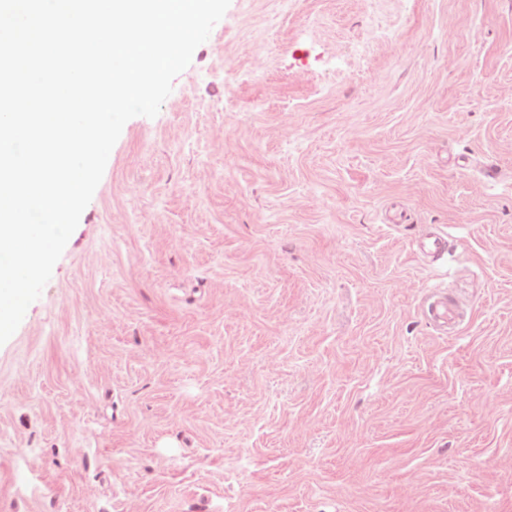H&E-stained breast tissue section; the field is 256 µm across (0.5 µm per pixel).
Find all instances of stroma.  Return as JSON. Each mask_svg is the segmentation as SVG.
Segmentation results:
<instances>
[{"label":"stroma","mask_w":512,"mask_h":512,"mask_svg":"<svg viewBox=\"0 0 512 512\" xmlns=\"http://www.w3.org/2000/svg\"><path fill=\"white\" fill-rule=\"evenodd\" d=\"M0 512H512V0H230L0 345Z\"/></svg>","instance_id":"1"}]
</instances>
